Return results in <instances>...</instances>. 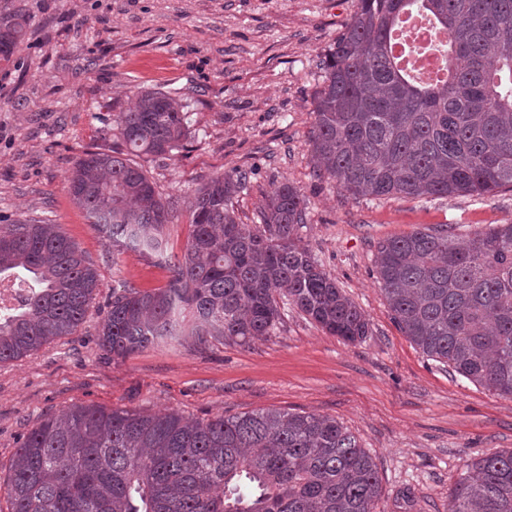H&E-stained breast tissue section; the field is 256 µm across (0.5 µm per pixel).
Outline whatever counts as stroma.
Listing matches in <instances>:
<instances>
[{
	"mask_svg": "<svg viewBox=\"0 0 512 512\" xmlns=\"http://www.w3.org/2000/svg\"><path fill=\"white\" fill-rule=\"evenodd\" d=\"M23 10L24 43L0 60V225H60L96 268L100 288L70 336L0 363V512L23 437L74 405L175 410L193 419L277 409L336 419L377 464L376 512H448L468 464L512 449V399L468 382L403 335L376 279L384 239L422 228L470 233L512 223V191L484 198L352 197L317 176L309 136L321 60L357 0H0ZM160 88L191 102L183 148L143 156L177 211L166 253L191 234L187 198L235 169L239 223L262 224L279 185L307 201L299 235L365 313L369 334L350 344L296 307L272 336L239 345L183 336L115 360L98 330L113 292L166 287L158 258L113 249L72 200L67 179L88 151L121 150L117 120L139 93Z\"/></svg>",
	"mask_w": 512,
	"mask_h": 512,
	"instance_id": "35a3bbf8",
	"label": "stroma"
}]
</instances>
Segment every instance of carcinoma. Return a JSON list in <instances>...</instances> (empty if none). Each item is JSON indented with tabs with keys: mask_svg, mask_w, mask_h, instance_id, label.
Returning a JSON list of instances; mask_svg holds the SVG:
<instances>
[{
	"mask_svg": "<svg viewBox=\"0 0 512 512\" xmlns=\"http://www.w3.org/2000/svg\"><path fill=\"white\" fill-rule=\"evenodd\" d=\"M430 18L444 53L442 85L419 83L391 56L399 15ZM28 18L0 13V60ZM310 135L318 175L351 195L484 197L512 188V0H358L322 61ZM190 103L147 91L123 112L126 151L87 152L73 199L112 247L164 253L174 201H162L141 155L183 145ZM232 171L189 202L192 232L167 287L112 294L100 346L124 359L192 323L228 343L265 337L293 305L348 342L368 335L363 311L297 235L306 199L289 184L265 201L262 226L236 220L246 182ZM378 282L400 330L423 353L512 398V224L458 236L428 228L379 243ZM26 288L0 312V363L69 336L96 299L92 263L57 224L0 225V282ZM377 466L336 419L260 410L188 421L176 411L76 406L42 420L10 466V512H375ZM448 512H512V450L474 460Z\"/></svg>",
	"mask_w": 512,
	"mask_h": 512,
	"instance_id": "1",
	"label": "carcinoma"
}]
</instances>
